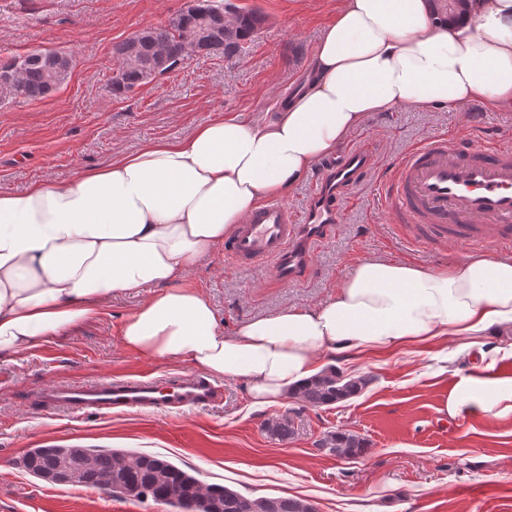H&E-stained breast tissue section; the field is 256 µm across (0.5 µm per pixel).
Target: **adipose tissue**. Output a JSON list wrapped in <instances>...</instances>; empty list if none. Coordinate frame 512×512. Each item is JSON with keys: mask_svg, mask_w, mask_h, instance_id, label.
<instances>
[{"mask_svg": "<svg viewBox=\"0 0 512 512\" xmlns=\"http://www.w3.org/2000/svg\"><path fill=\"white\" fill-rule=\"evenodd\" d=\"M308 85L271 116H219L144 144L62 185L0 190V358L96 317L115 294L149 289L124 348L243 380L254 404L318 375L321 355L382 352L512 327V256L432 270L354 264L327 301L219 327L186 282L263 199L282 196L374 113L512 107V0H467L441 20L433 0H343L310 59ZM443 410L512 416V377L476 362Z\"/></svg>", "mask_w": 512, "mask_h": 512, "instance_id": "ef3b65f1", "label": "adipose tissue"}]
</instances>
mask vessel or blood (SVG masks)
Returning a JSON list of instances; mask_svg holds the SVG:
<instances>
[{
    "instance_id": "obj_1",
    "label": "vessel or blood",
    "mask_w": 512,
    "mask_h": 512,
    "mask_svg": "<svg viewBox=\"0 0 512 512\" xmlns=\"http://www.w3.org/2000/svg\"><path fill=\"white\" fill-rule=\"evenodd\" d=\"M372 167L363 147L328 159L307 210L294 214L277 200L257 208L228 237L224 253L241 265L272 262L278 280L295 282L312 267V249L326 225L340 221L339 197ZM395 223L430 242L460 240L512 245V143L483 137L433 136L405 152L377 188ZM42 400L68 409L212 406L217 388L192 376L168 384L142 376L40 390Z\"/></svg>"
}]
</instances>
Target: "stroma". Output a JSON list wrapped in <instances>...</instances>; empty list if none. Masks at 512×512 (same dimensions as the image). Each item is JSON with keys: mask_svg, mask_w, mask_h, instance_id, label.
I'll return each mask as SVG.
<instances>
[{"mask_svg": "<svg viewBox=\"0 0 512 512\" xmlns=\"http://www.w3.org/2000/svg\"><path fill=\"white\" fill-rule=\"evenodd\" d=\"M185 2L0 0V59L42 48L76 60L51 96L0 104V189L68 182L221 114L265 115L302 89L311 53L342 4L232 0L238 10L264 18L241 52L196 57L133 93L113 94L114 45L167 25ZM435 135L512 140V118L478 104L462 112L429 107L377 115L352 137L371 149L373 165L342 198V221L328 225L312 273L285 285L271 266L242 267L220 250L191 271L189 281L207 296L225 335L242 320L328 299L359 260L436 269L472 255H498V248L479 244L415 241L413 230L394 223L379 204L376 182L388 165ZM144 298L136 291L109 298L96 318L0 359V512H173L149 499L47 484L22 465L29 449L47 446L161 455L205 484L248 498L305 499L317 512H512V419L440 410L457 376L473 365L475 349L452 336L390 353L337 357V369L371 383L359 397L331 406L287 397L259 408L243 381L224 378L217 382V403L207 409L107 414L44 407L38 393L52 384L192 375L188 364L144 358L122 346V323ZM282 416L293 434L278 441L264 423ZM337 430L365 438L366 453L340 458L323 449L324 438Z\"/></svg>", "mask_w": 512, "mask_h": 512, "instance_id": "stroma-1", "label": "stroma"}]
</instances>
